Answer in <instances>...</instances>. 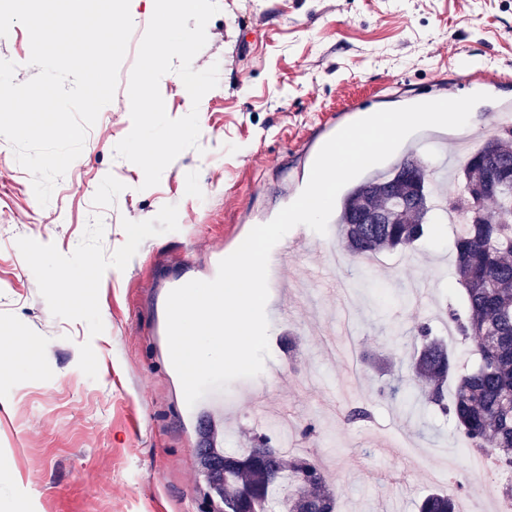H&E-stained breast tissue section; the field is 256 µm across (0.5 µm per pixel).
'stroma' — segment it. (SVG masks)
<instances>
[{
  "label": "stroma",
  "instance_id": "stroma-1",
  "mask_svg": "<svg viewBox=\"0 0 512 512\" xmlns=\"http://www.w3.org/2000/svg\"><path fill=\"white\" fill-rule=\"evenodd\" d=\"M207 44L193 67L219 64V83L192 104L176 73L159 84L170 117L199 108V149L183 151L158 185L143 188L137 165L115 157L131 130L128 82L152 0L131 8L134 32L113 101L88 131L81 155L48 205L0 136V512H205L198 453H232L246 433H278L322 460L339 512H417L434 488L476 503L462 439L451 421L409 419L379 387L407 376L417 322L446 339L460 365L467 344L448 333L461 308L453 227L432 214L427 237L408 251L346 257L327 270L312 250L282 267L270 288V356L263 372L238 379L223 404L187 406L169 362L168 282L205 279L216 251L232 253L255 223L278 214L307 165L303 143L328 116L355 120L352 102L377 112L431 101L443 89L485 93L459 140L476 150L512 102V0H217ZM27 29L0 37V59L29 66ZM431 168L461 186L456 156L417 133L409 140ZM87 285L72 299L55 287L56 264L81 268ZM37 348L19 357L18 341ZM371 421L350 425L349 407ZM313 425L315 433L302 438ZM447 448L443 476L402 461L404 448Z\"/></svg>",
  "mask_w": 512,
  "mask_h": 512
}]
</instances>
